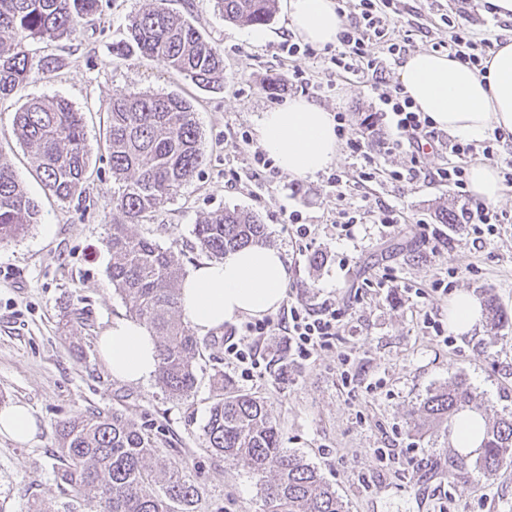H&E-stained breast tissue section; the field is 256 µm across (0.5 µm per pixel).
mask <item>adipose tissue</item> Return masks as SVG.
I'll list each match as a JSON object with an SVG mask.
<instances>
[{
    "label": "adipose tissue",
    "instance_id": "1",
    "mask_svg": "<svg viewBox=\"0 0 512 512\" xmlns=\"http://www.w3.org/2000/svg\"><path fill=\"white\" fill-rule=\"evenodd\" d=\"M287 14L290 30L317 46L335 43L343 25L335 0H288ZM486 64L479 73L448 55L417 51L399 66L398 77L404 93L435 127L478 142L495 130L512 134V40L499 44ZM254 129L262 150L294 176L316 174L338 155L331 112L303 98L260 113ZM287 281L280 250L247 246L187 274L180 289L182 311L196 334L205 336L224 323L275 312ZM98 347L118 380L144 384L157 372L156 339L143 324L113 319Z\"/></svg>",
    "mask_w": 512,
    "mask_h": 512
}]
</instances>
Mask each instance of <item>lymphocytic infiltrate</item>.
I'll return each mask as SVG.
<instances>
[{"label":"lymphocytic infiltrate","mask_w":512,"mask_h":512,"mask_svg":"<svg viewBox=\"0 0 512 512\" xmlns=\"http://www.w3.org/2000/svg\"><path fill=\"white\" fill-rule=\"evenodd\" d=\"M336 11L346 14L347 22L338 34L336 47L330 51L324 70L326 78L331 80L344 74L370 77L380 109L388 114L396 130L395 137L382 139L374 146L350 131L345 113H335L337 135L344 138L350 154L362 161L359 179L366 181L375 174L378 163L373 154L374 148L403 149L415 156L423 152L425 147L438 145L452 154V163L433 171L414 165L407 172H393V179L411 182L427 180L464 188L467 183L468 159L480 155L492 160L497 153L493 144L488 142L463 143L439 134L429 116L421 112L400 87L388 84V60L401 55L406 48V39L400 34L401 21L393 0H356L352 9H345L340 4ZM372 43L380 46V54L369 52L368 46ZM444 48L450 57L480 72L494 45L487 38L474 40L462 24L454 23L450 26V35ZM345 315V310L338 308L335 301L329 299L324 300L316 309L300 302L290 305L288 319L283 324L288 337L289 355L305 361L312 358L318 350L328 346L331 340L337 339ZM246 330L252 335V342H228L225 352L231 363L240 368L242 377L249 378L253 375L254 366L258 364L259 344L272 335L273 328L271 321L258 320L247 323Z\"/></svg>","instance_id":"1"}]
</instances>
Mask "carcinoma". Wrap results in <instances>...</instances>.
<instances>
[{"label":"carcinoma","instance_id":"cac0c4a2","mask_svg":"<svg viewBox=\"0 0 512 512\" xmlns=\"http://www.w3.org/2000/svg\"><path fill=\"white\" fill-rule=\"evenodd\" d=\"M100 0H0V97L55 69L49 56L35 57V39L78 37L82 20ZM224 20L240 26L267 24L275 0H216ZM119 56L157 61L203 89L224 86V56L190 21L164 0L135 15ZM107 150L116 188L107 245L109 276L132 319L157 340V380L175 399L196 383L193 361L207 343L179 316V284L185 271L173 250L132 230L165 206L204 160L193 106L176 95L141 93L112 99ZM13 133L32 153L46 194L67 202L85 192L87 145L81 113L65 99L28 102L16 113ZM39 206L12 168L0 161V244L16 240L38 223ZM201 252L216 261L248 245H262L259 218L224 209L194 224ZM216 400L204 427L206 451L228 457L257 479L264 512H348L321 474L303 456L281 446L277 418L256 395L215 378ZM483 414L471 386L454 380L430 391L421 405L425 421L453 426L459 413ZM63 493L100 507V512H192L200 496L175 462L159 461L156 440L119 411L87 410L56 426ZM512 470V414L484 422L477 457L455 455L448 475L479 480Z\"/></svg>","mask_w":512,"mask_h":512}]
</instances>
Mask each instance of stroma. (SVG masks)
<instances>
[{"label": "stroma", "mask_w": 512, "mask_h": 512, "mask_svg": "<svg viewBox=\"0 0 512 512\" xmlns=\"http://www.w3.org/2000/svg\"><path fill=\"white\" fill-rule=\"evenodd\" d=\"M148 4L101 0L100 12L83 23L76 39L33 44L37 55L56 58L53 72L0 98V159L12 165L40 207L38 224L0 246V408L27 405L39 426L25 444L0 435V512H29L41 499L64 503L54 479L55 428L89 408L122 411L154 435L162 458L183 462L203 490L196 512H263L256 478L204 450L218 372L267 402L283 447L304 456L349 512H512V471L478 481L449 478V431L420 434L409 425L426 394L456 377L473 388L487 419L512 412V322L495 327L484 317L448 343L423 324L427 313L447 324L450 298L461 292L481 304L495 298L512 318V186L502 187L493 204L504 218L497 234L476 245L464 227L436 221L442 207L461 209L465 196L457 188L390 179V171L408 169L406 152L379 155L381 172L369 182L359 181L360 162L344 148L329 171L313 176L253 168L247 151L235 145L236 133L253 130L260 113L299 97L288 84L293 70L321 72V58L282 51L289 32L285 8H277L256 41L249 28L226 22L215 0H168L169 10L223 52L224 86L204 90L163 64L113 53V45L127 40L131 17ZM397 7L412 32L410 53L447 39L445 14L478 39L512 36V21L491 13L487 0H399ZM146 92L191 101L205 160L173 200L138 225V233L173 250L189 271L206 259L189 247L199 219L227 208L253 213L290 271L284 304L271 320L286 317L291 303L315 306L330 296L348 312L338 341L310 360L289 363L287 378H278L273 365L288 346L281 335L262 345L249 381L230 365L223 346L204 349L194 361L197 383L183 399L170 398L153 381L113 378L100 354L98 337L113 319L129 315L108 274L107 106L112 98ZM33 98L65 99L84 116L88 182L82 199L46 196L32 157L11 132L16 112ZM310 100L346 113L353 131L370 140L392 131L366 80L336 78ZM332 171L352 180L346 199L328 186ZM361 206L370 211L362 223L337 226L340 209ZM388 206L400 215L391 228L371 215ZM294 211L311 225L314 239L293 235L286 219ZM426 221L436 226L437 244L422 239ZM438 279L449 282V294L434 292ZM74 308L83 311V320L62 329L63 311ZM346 359L358 375L349 386L341 377Z\"/></svg>", "instance_id": "obj_1"}]
</instances>
